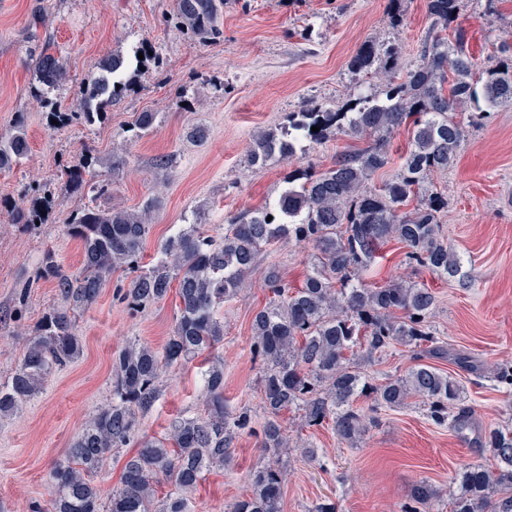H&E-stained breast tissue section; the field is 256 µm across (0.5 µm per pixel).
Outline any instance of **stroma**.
<instances>
[{"instance_id": "1", "label": "stroma", "mask_w": 512, "mask_h": 512, "mask_svg": "<svg viewBox=\"0 0 512 512\" xmlns=\"http://www.w3.org/2000/svg\"><path fill=\"white\" fill-rule=\"evenodd\" d=\"M427 2L224 0V36L202 44L169 24L175 0H0V134L24 117L31 147L27 158L0 173V382L14 372L42 314L60 302L51 282H38L24 301L20 286L35 280L46 257L67 271L82 263V248L68 236L67 224L87 198L66 186L61 170L82 174L91 186L110 183L109 193L94 198L104 208L135 209L157 198L144 267L160 261L162 243L185 225L222 237L230 217L278 198L288 172L328 168L355 144L332 135L303 142L292 160L254 167L247 160L252 139L290 112L333 109L359 96L383 100L384 80L351 60L373 41L397 51L401 70L420 65L431 26ZM451 28L464 34L477 68H488L500 46L512 44V0H460ZM45 48L67 71L51 93L62 106L77 109L83 82L115 52H144L138 86L113 102L104 124L76 121L48 129L35 96L36 57ZM146 111L156 113L155 126L135 134V115ZM198 128L206 131L204 140L194 139ZM116 157L126 158L123 168L112 169ZM31 188L51 202L45 221L14 223L12 214ZM433 192L446 200L440 230L462 261L465 281H444L409 266L404 245L396 241L382 248L367 280L382 285L403 279L432 290V330L449 351L434 364L459 374L466 425H436L413 398L403 408L378 411L351 446L332 428L301 427L298 411L283 413L290 448L282 512H314L328 500L336 512H405L412 485L423 479L440 496L419 512H450L457 470L486 457L484 431L512 428V386L498 379L512 370V105L469 127L454 166L434 174L419 196ZM310 266L311 252L304 248L264 251L237 297L218 308L224 340L214 354L224 361V398L230 409L249 410L254 424L263 422L265 412L263 363L250 351V325L271 298L266 272L276 268L296 287ZM129 280L127 272L113 274L79 315L80 356L33 400L0 419V512L47 507L51 468L112 396L113 354L135 343L159 351L170 336L176 295L133 310L118 297ZM457 353L468 357V369H458ZM205 368L199 357L164 376L155 407L137 421L135 439L161 437L174 418L203 413ZM307 446L314 457L303 455ZM263 455L258 435L241 434L230 464L206 473L198 485L192 512H230L248 494L247 475Z\"/></svg>"}]
</instances>
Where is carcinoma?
I'll return each instance as SVG.
<instances>
[{
    "instance_id": "cac0c4a2",
    "label": "carcinoma",
    "mask_w": 512,
    "mask_h": 512,
    "mask_svg": "<svg viewBox=\"0 0 512 512\" xmlns=\"http://www.w3.org/2000/svg\"><path fill=\"white\" fill-rule=\"evenodd\" d=\"M222 0H176L169 22L202 42L222 34L218 25ZM431 32L423 42L421 66L398 75L397 53L365 45L352 60L359 68H375L388 79L385 100L358 112L312 108L302 113L313 120L294 127L296 113L285 125L258 134L248 150L251 165L274 157L295 155L297 142L321 141L347 134L364 145L336 156L324 171L295 169L285 178L278 199L236 215L215 241L191 224L162 246L164 260L139 271L142 247L149 233L147 216L158 201L151 198L130 210L87 205L67 224L70 237L83 248V263L75 272L46 259L40 277L54 282L61 304L48 308L12 376L0 384V417L34 399L43 382L81 352L77 314L92 304L101 288L122 269L135 273L124 293L132 308L166 297L177 282L180 315L161 351L131 345L112 357V399L78 432L62 461L52 468L50 512H191L190 494L205 472L222 468L237 436L251 431V418L230 412L224 403V362L214 357L202 374L201 398L206 415L178 417L163 438H144L126 461L121 487L103 502L93 474L114 450L133 438L138 417L158 401L165 370L204 354L224 340V321L217 307L241 290L259 253L278 243H294L313 251V263L302 285L290 290L279 271L266 275L273 300L251 322L254 356L264 364L261 395L266 420L262 426L263 461L249 473L250 494L236 501L231 512H282L287 447L280 423L283 412H301L302 426L329 424L336 436L353 445L373 421L360 399L372 401L371 411L395 410L419 398L430 416L442 423L462 401L464 386L451 373L425 362L445 356V347L431 335L433 292L406 280L371 286L364 275L378 250L390 240L404 244L406 259L445 279L465 278L460 258L439 235L442 201L430 196L403 210L431 175L446 171L457 160L465 141L458 113L467 104L490 112L512 104V47L503 44L501 57L478 71L462 33L448 35L459 0H428ZM40 102L56 105L50 92L66 79V68L44 50L37 63ZM130 61L114 54L102 60L82 85L80 112L69 121L102 124L108 109L125 93L115 83L129 76ZM319 128L314 132L311 127ZM406 127L411 147L391 181L375 183L388 162L387 140ZM30 145L24 125L17 122L0 135V172L25 159ZM272 220H267V217ZM415 350V364L403 375L377 383L363 363L395 344ZM483 447L493 463L465 464L458 472L459 493L452 512H512V429L493 428ZM171 485L165 499H155V485ZM417 504L437 497L426 480L410 492Z\"/></svg>"
}]
</instances>
